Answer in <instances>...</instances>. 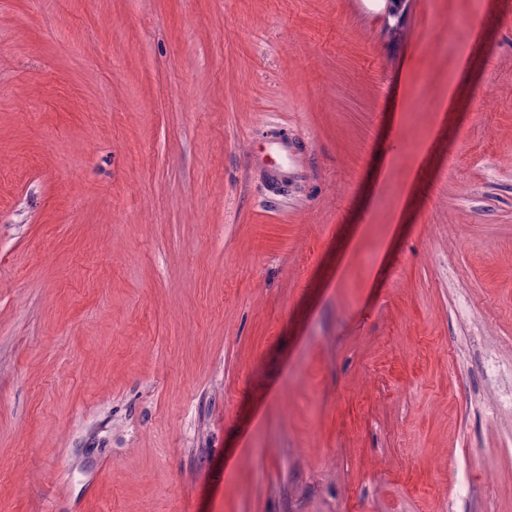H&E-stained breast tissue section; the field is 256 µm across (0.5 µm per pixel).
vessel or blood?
<instances>
[{
  "mask_svg": "<svg viewBox=\"0 0 512 512\" xmlns=\"http://www.w3.org/2000/svg\"><path fill=\"white\" fill-rule=\"evenodd\" d=\"M251 165L266 189L275 195L301 182L307 158L301 141L288 134L266 135L250 142Z\"/></svg>",
  "mask_w": 512,
  "mask_h": 512,
  "instance_id": "b4317fda",
  "label": "vessel or blood"
}]
</instances>
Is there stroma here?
I'll use <instances>...</instances> for the list:
<instances>
[{
	"instance_id": "stroma-1",
	"label": "stroma",
	"mask_w": 512,
	"mask_h": 512,
	"mask_svg": "<svg viewBox=\"0 0 512 512\" xmlns=\"http://www.w3.org/2000/svg\"><path fill=\"white\" fill-rule=\"evenodd\" d=\"M400 4L0 0V512H512V0ZM251 165L274 195H284L301 182L308 156L305 146L286 133L265 135L258 141H249Z\"/></svg>"
}]
</instances>
